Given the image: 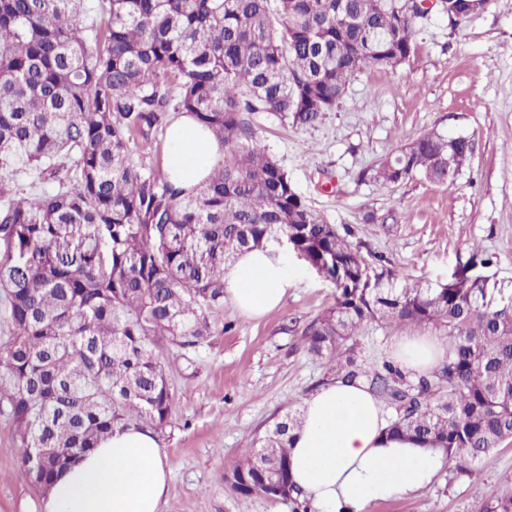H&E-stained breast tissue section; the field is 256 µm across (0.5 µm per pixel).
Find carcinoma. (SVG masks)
Masks as SVG:
<instances>
[{
	"instance_id": "cac0c4a2",
	"label": "carcinoma",
	"mask_w": 512,
	"mask_h": 512,
	"mask_svg": "<svg viewBox=\"0 0 512 512\" xmlns=\"http://www.w3.org/2000/svg\"><path fill=\"white\" fill-rule=\"evenodd\" d=\"M0 0V402L19 437V475L45 453V483L118 425L156 431L171 414L162 342L210 335L224 270L271 238L336 285L309 328L332 374L365 382L395 410L388 433L443 451L458 476L512 440V293L487 298L462 272L437 288L353 287L361 246L295 189L244 114L311 126L366 66L414 54L418 0ZM173 112L209 128L224 158L190 192L136 166ZM469 138L435 130L393 149L374 179L455 182ZM447 337L439 369L411 380L354 357L367 326ZM276 422L224 482L265 495L261 470L289 478L291 432ZM482 512H512L491 491Z\"/></svg>"
}]
</instances>
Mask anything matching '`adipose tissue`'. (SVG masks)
<instances>
[{
  "mask_svg": "<svg viewBox=\"0 0 512 512\" xmlns=\"http://www.w3.org/2000/svg\"><path fill=\"white\" fill-rule=\"evenodd\" d=\"M165 167L171 181L190 189L221 158L219 142L188 114L166 132ZM287 246L265 244L243 252L224 273V293L249 317L276 308L293 282ZM398 364L414 373L434 369L444 356L433 337L395 338ZM291 442V480L312 512H366L372 503L418 493L446 463L440 452L390 436L381 403L361 382H328L303 402ZM169 471L152 431L117 427L96 448L59 472L43 512H159Z\"/></svg>",
  "mask_w": 512,
  "mask_h": 512,
  "instance_id": "ef3b65f1",
  "label": "adipose tissue"
}]
</instances>
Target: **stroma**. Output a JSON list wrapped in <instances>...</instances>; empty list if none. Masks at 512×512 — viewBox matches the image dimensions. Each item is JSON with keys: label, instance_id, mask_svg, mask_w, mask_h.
I'll return each instance as SVG.
<instances>
[{"label": "stroma", "instance_id": "stroma-1", "mask_svg": "<svg viewBox=\"0 0 512 512\" xmlns=\"http://www.w3.org/2000/svg\"><path fill=\"white\" fill-rule=\"evenodd\" d=\"M416 52L394 68L365 67L319 124L300 127L258 112L257 138L295 188L339 232L366 244L369 277L382 287L437 288L456 274L512 287V0L450 25L432 8L415 25ZM437 130L473 142L454 186L417 177L395 185L371 167L420 134ZM491 256L477 264V254ZM393 277H386L384 269ZM335 285L303 266L281 305L254 319L225 304L197 347L168 346L174 394L157 437L171 471L161 512H293L262 495L240 498L224 472L288 411L330 381L308 350L306 330L330 307ZM394 336L367 327L357 339L363 369L393 356ZM17 429L0 409V512H39L44 490L18 475ZM512 471V443L477 462L469 476L441 471L415 496L367 512H481Z\"/></svg>", "mask_w": 512, "mask_h": 512}]
</instances>
